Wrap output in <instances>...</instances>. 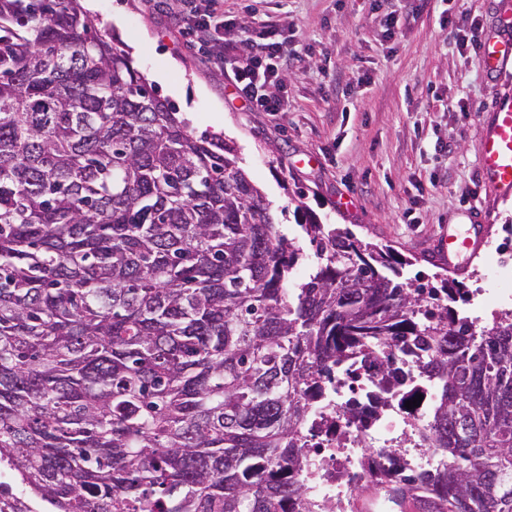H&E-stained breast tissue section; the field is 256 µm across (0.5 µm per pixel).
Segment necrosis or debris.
<instances>
[{"mask_svg":"<svg viewBox=\"0 0 512 512\" xmlns=\"http://www.w3.org/2000/svg\"><path fill=\"white\" fill-rule=\"evenodd\" d=\"M397 372L368 355L321 384L302 426L307 498L290 512H351L357 487L406 484L433 471L440 453L428 439L438 395L417 353H401ZM417 400L415 408L406 403Z\"/></svg>","mask_w":512,"mask_h":512,"instance_id":"1","label":"necrosis or debris"}]
</instances>
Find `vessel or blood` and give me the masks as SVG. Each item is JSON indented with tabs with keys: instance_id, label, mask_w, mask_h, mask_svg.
<instances>
[{
	"instance_id": "b4317fda",
	"label": "vessel or blood",
	"mask_w": 512,
	"mask_h": 512,
	"mask_svg": "<svg viewBox=\"0 0 512 512\" xmlns=\"http://www.w3.org/2000/svg\"><path fill=\"white\" fill-rule=\"evenodd\" d=\"M484 68L495 75L512 65V11H505L501 31L488 37L480 49ZM479 168L483 179L501 193H512V96L502 97L489 115L487 129L479 152ZM484 244L483 227L470 224L463 230L449 229L442 234L437 257L456 266L462 256L470 255Z\"/></svg>"
}]
</instances>
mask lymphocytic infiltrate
I'll list each match as a JSON object with an SVG mask.
<instances>
[{"label": "lymphocytic infiltrate", "instance_id": "lymphocytic-infiltrate-1", "mask_svg": "<svg viewBox=\"0 0 512 512\" xmlns=\"http://www.w3.org/2000/svg\"><path fill=\"white\" fill-rule=\"evenodd\" d=\"M181 4L188 34L212 40L231 71L243 107L274 115L283 111L284 101L274 87L290 52L288 40H276L267 22L244 26L229 19L224 14L223 0H181Z\"/></svg>", "mask_w": 512, "mask_h": 512}]
</instances>
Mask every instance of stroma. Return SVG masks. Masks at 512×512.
<instances>
[{
    "label": "stroma",
    "instance_id": "35a3bbf8",
    "mask_svg": "<svg viewBox=\"0 0 512 512\" xmlns=\"http://www.w3.org/2000/svg\"><path fill=\"white\" fill-rule=\"evenodd\" d=\"M502 0H405L402 28L383 39L371 0H224L226 16L287 28L296 52L285 73L287 110L241 111L216 53L190 42L173 12L149 0H98L96 29L130 52L145 77L173 63L161 97L195 134L233 140L250 179L272 203L282 233L313 248L297 206L323 224L350 228L404 260L402 278L447 271L433 246L477 211L486 236L512 246V196L483 181L479 150L488 112L512 95V68L488 76L457 45V25L493 34ZM482 255L450 272L468 303Z\"/></svg>",
    "mask_w": 512,
    "mask_h": 512
}]
</instances>
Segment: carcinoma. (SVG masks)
I'll use <instances>...</instances> for the list:
<instances>
[{"label":"carcinoma","instance_id":"carcinoma-1","mask_svg":"<svg viewBox=\"0 0 512 512\" xmlns=\"http://www.w3.org/2000/svg\"><path fill=\"white\" fill-rule=\"evenodd\" d=\"M277 228L79 0H0V461L49 512H288L308 388L352 354L438 367L443 467L398 512H512V312L309 218Z\"/></svg>","mask_w":512,"mask_h":512}]
</instances>
